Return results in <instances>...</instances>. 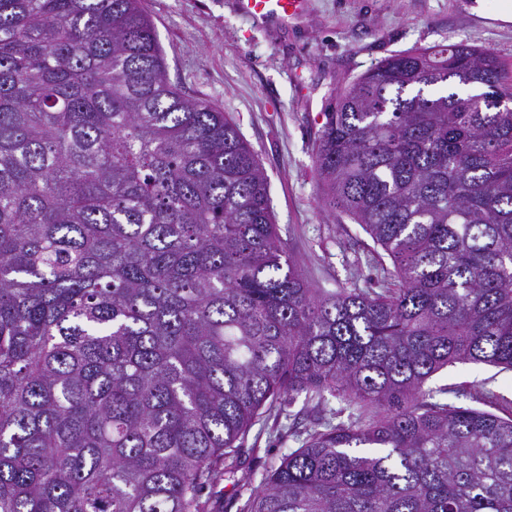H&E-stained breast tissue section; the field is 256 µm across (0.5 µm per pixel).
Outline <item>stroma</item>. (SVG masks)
Wrapping results in <instances>:
<instances>
[{"label":"stroma","mask_w":512,"mask_h":512,"mask_svg":"<svg viewBox=\"0 0 512 512\" xmlns=\"http://www.w3.org/2000/svg\"><path fill=\"white\" fill-rule=\"evenodd\" d=\"M470 0H308L305 16L261 25L240 15L235 0H141L154 22L169 80L207 99L237 125L270 185L278 232L310 287L375 288L380 274L370 237L323 203L314 167L324 114L341 88L400 51L466 41L497 54L512 76V24L471 14ZM430 386L460 391V405L512 413V371L458 363ZM284 416L256 422L240 443L234 477L204 491L210 512H240L261 489V476L297 447L313 418L298 398Z\"/></svg>","instance_id":"stroma-1"}]
</instances>
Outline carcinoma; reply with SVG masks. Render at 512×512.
<instances>
[{
    "mask_svg": "<svg viewBox=\"0 0 512 512\" xmlns=\"http://www.w3.org/2000/svg\"><path fill=\"white\" fill-rule=\"evenodd\" d=\"M504 98L496 55L463 42L338 93L323 200L390 283L320 293L140 0H0V512H208L239 441L301 395V446L242 512H512V416L425 387L512 370Z\"/></svg>",
    "mask_w": 512,
    "mask_h": 512,
    "instance_id": "1",
    "label": "carcinoma"
}]
</instances>
